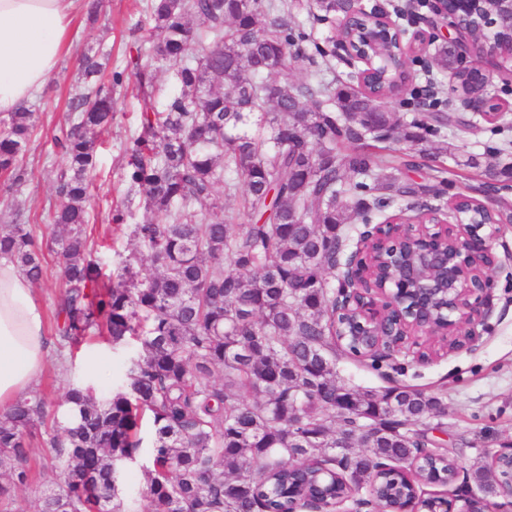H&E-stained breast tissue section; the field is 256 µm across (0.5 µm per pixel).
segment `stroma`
I'll return each mask as SVG.
<instances>
[{
	"label": "stroma",
	"instance_id": "35a3bbf8",
	"mask_svg": "<svg viewBox=\"0 0 512 512\" xmlns=\"http://www.w3.org/2000/svg\"><path fill=\"white\" fill-rule=\"evenodd\" d=\"M104 4L105 10L98 20H91L86 7L75 17L72 51L63 56L54 76L35 100L36 130L21 200L46 256V272L41 282L35 284L34 295L51 339L61 322L57 307L60 270L51 223L58 198L52 179L62 167L63 157L53 152L50 138L68 121L67 102L78 83L81 54L104 47L111 50L113 65L125 66L135 51L134 27L145 16L144 6H133L131 0H104ZM334 38L332 21L317 19L304 9L298 12L294 40L300 60L288 77L289 85L302 84L315 74L333 89L356 86L352 70L342 60ZM116 98L112 125L100 136L99 163L89 192L91 221L86 226L107 282L133 244L131 224H112L113 206L126 202L133 214L131 223L145 217L140 199H128L124 178V144L139 126V90L135 79H128ZM504 140L512 141V115L494 125L481 124L475 130L443 128L440 133L428 136L420 148L385 141L386 149L398 151L402 179L419 186L420 191L411 197L385 200L374 208L373 223L406 209L445 207L449 195L457 191L492 207L501 198L512 202V190L500 194L491 191L487 175L488 168L512 161V152L500 156L495 153ZM471 157L479 161V168L465 167V160ZM494 253L498 263L489 272L490 286L483 305L485 317L475 341L428 362L417 361L410 349L376 366L348 355L337 361L341 381L352 386L382 391L408 385L439 394L446 409L440 438L463 468L489 461L496 452L512 444V224L502 225ZM138 352V343L115 348L98 333H90L73 352L50 348L34 387L51 399L57 398L69 382H87L99 394H107L124 384L126 371ZM27 451L32 479L25 486L10 489L16 512H35L36 501L45 487L62 481L46 464L41 438L30 439Z\"/></svg>",
	"mask_w": 512,
	"mask_h": 512
}]
</instances>
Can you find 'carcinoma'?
<instances>
[{"label": "carcinoma", "mask_w": 512, "mask_h": 512, "mask_svg": "<svg viewBox=\"0 0 512 512\" xmlns=\"http://www.w3.org/2000/svg\"><path fill=\"white\" fill-rule=\"evenodd\" d=\"M295 2L151 0L153 48L130 58L140 131L124 155L129 189L152 217L132 225L136 247L108 287L84 226L98 134L112 125L127 69L82 57V86L53 138L66 158L52 215L63 281L58 344L74 347L102 329L109 344L133 339L141 350L126 386L107 396L74 383L57 400L33 391L0 414V476L15 485L30 480L27 439L50 424L49 465L65 487L44 490L38 512H137L121 483L146 417L154 428L147 512H284L299 495L331 510L338 498L357 505L369 492L402 508L415 496L403 470L416 468L423 482L455 472V456L427 434L430 419L445 415L438 395L339 381L328 282L344 226L370 222L376 193H417L382 155L346 146L374 133L420 145L421 131L434 135L442 121L396 119L391 90L331 91L318 80L288 89L298 62ZM307 6L334 14L346 3ZM163 64L167 91L157 83ZM34 129L30 107L0 116V189L15 199ZM220 186L239 193L253 223L224 215ZM472 219L512 223V207ZM0 258L33 282L43 278V247L19 204L0 225ZM145 261L152 270L143 276ZM468 480L499 497L490 464L472 466Z\"/></svg>", "instance_id": "cac0c4a2"}]
</instances>
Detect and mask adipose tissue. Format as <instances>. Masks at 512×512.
<instances>
[{
    "mask_svg": "<svg viewBox=\"0 0 512 512\" xmlns=\"http://www.w3.org/2000/svg\"><path fill=\"white\" fill-rule=\"evenodd\" d=\"M81 8L82 0H0V115L17 111L52 78ZM48 351L31 281L0 259V412L32 387Z\"/></svg>",
    "mask_w": 512,
    "mask_h": 512,
    "instance_id": "ef3b65f1",
    "label": "adipose tissue"
}]
</instances>
